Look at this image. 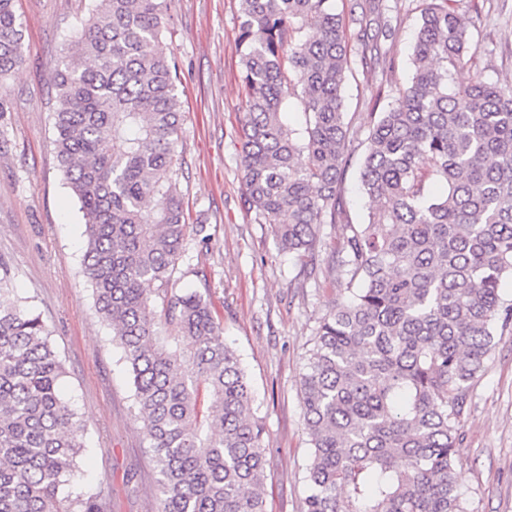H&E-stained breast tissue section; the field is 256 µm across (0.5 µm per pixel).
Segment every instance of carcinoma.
Instances as JSON below:
<instances>
[{"instance_id":"1","label":"carcinoma","mask_w":512,"mask_h":512,"mask_svg":"<svg viewBox=\"0 0 512 512\" xmlns=\"http://www.w3.org/2000/svg\"><path fill=\"white\" fill-rule=\"evenodd\" d=\"M451 2L429 0L411 79L367 113L360 191L376 207L336 244L323 226L345 212L350 42L363 64H382L387 5L360 0L376 29L349 34L334 0H240L246 202L281 250L313 262L329 248L326 277L345 285L300 384L304 512H468L460 423L497 328L512 325L500 292L512 279V86L482 71L451 83L476 50ZM170 4L93 0L53 75L54 146L84 213L96 311L129 367L160 512H266V448L241 360L208 299L168 297L205 231L187 223L178 186V68L155 50ZM23 63L12 0H0V79ZM293 96L300 129L283 122ZM13 292L0 262V512H102L81 482L86 423L59 394L51 330ZM161 324L186 348H171Z\"/></svg>"}]
</instances>
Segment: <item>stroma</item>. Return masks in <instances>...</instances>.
I'll return each instance as SVG.
<instances>
[{"instance_id": "stroma-1", "label": "stroma", "mask_w": 512, "mask_h": 512, "mask_svg": "<svg viewBox=\"0 0 512 512\" xmlns=\"http://www.w3.org/2000/svg\"><path fill=\"white\" fill-rule=\"evenodd\" d=\"M426 0H389L388 65L352 59L346 85L350 146L345 203L363 223L358 192L366 150V114L380 89L405 86L410 46ZM471 22L473 64L512 83V0H456ZM91 0H14L24 30L25 62L0 81L10 110L0 131V261L11 271L20 304L40 313L65 360L61 392L87 422L82 469L101 489L104 512H159L158 472L137 414L134 391L112 329L97 314L82 273L85 220L65 185L53 146L52 76L77 37ZM239 0H172L169 30L157 45L175 59L183 124L179 189L189 223L207 243L190 241L174 274L175 293L196 291L213 302L225 342L251 380L253 408L268 450L263 493L267 512H302L310 453L300 381L321 319L341 296L338 286L307 273L282 252L269 225L245 204L240 130L245 92L238 51ZM472 383L456 467L470 512H512V329Z\"/></svg>"}]
</instances>
